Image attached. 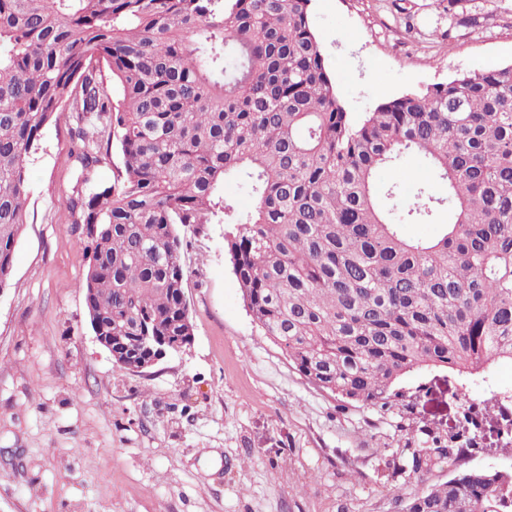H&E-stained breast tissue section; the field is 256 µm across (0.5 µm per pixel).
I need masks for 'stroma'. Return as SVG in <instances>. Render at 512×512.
<instances>
[{"label":"stroma","mask_w":512,"mask_h":512,"mask_svg":"<svg viewBox=\"0 0 512 512\" xmlns=\"http://www.w3.org/2000/svg\"><path fill=\"white\" fill-rule=\"evenodd\" d=\"M413 15L407 31L403 17ZM311 26L353 118L475 69L512 65V0H312ZM27 219L0 292V512H393L397 491L473 468L512 470L496 421L481 447L422 481L392 464L394 428L294 370L253 322L220 224L180 227L194 340L135 373L94 339L89 259L64 202V123L28 162ZM403 202L447 187L419 159L382 167ZM415 425L459 427L461 400L428 373Z\"/></svg>","instance_id":"obj_1"}]
</instances>
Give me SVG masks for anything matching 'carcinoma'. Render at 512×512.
Returning a JSON list of instances; mask_svg holds the SVG:
<instances>
[{"instance_id":"obj_1","label":"carcinoma","mask_w":512,"mask_h":512,"mask_svg":"<svg viewBox=\"0 0 512 512\" xmlns=\"http://www.w3.org/2000/svg\"><path fill=\"white\" fill-rule=\"evenodd\" d=\"M312 0H0V289L26 223V160L68 118L90 323L134 359L194 335L178 226L222 224L253 322L309 383L397 419L394 468L421 479L479 447L493 395L457 432L406 431L432 370L466 393L512 360V65L346 112L310 25ZM115 149L112 182L97 170ZM424 159L447 185L401 213L376 175ZM228 179L253 199L244 216ZM448 206L431 239H410ZM393 512H512V471L469 469ZM448 224L447 208L440 210L428 224H405L403 234L408 238H431L439 234L443 225Z\"/></svg>"}]
</instances>
